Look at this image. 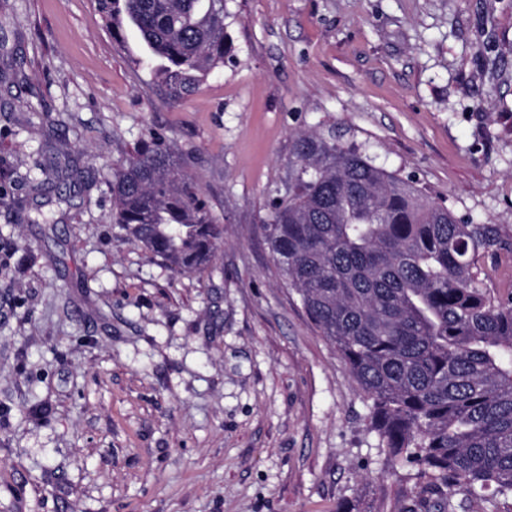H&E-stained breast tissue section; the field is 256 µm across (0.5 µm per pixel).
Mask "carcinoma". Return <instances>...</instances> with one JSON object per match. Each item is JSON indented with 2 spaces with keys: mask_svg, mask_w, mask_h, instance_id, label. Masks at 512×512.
I'll list each match as a JSON object with an SVG mask.
<instances>
[{
  "mask_svg": "<svg viewBox=\"0 0 512 512\" xmlns=\"http://www.w3.org/2000/svg\"><path fill=\"white\" fill-rule=\"evenodd\" d=\"M112 38L132 30L141 63L182 100L224 66V0H92ZM288 190L261 230L285 283L348 365L378 446L416 465L446 512L451 491L512 498V299L479 286L502 247L357 148L299 133ZM113 216L178 273L207 268L222 235L160 136L112 169Z\"/></svg>",
  "mask_w": 512,
  "mask_h": 512,
  "instance_id": "1",
  "label": "carcinoma"
}]
</instances>
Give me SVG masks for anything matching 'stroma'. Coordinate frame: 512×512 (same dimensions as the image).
<instances>
[{
    "label": "stroma",
    "instance_id": "obj_1",
    "mask_svg": "<svg viewBox=\"0 0 512 512\" xmlns=\"http://www.w3.org/2000/svg\"><path fill=\"white\" fill-rule=\"evenodd\" d=\"M226 9L223 67L172 103L91 0H0V512H409L417 467L260 231L296 133L498 225L481 285L512 294V0ZM154 134L224 226L204 272L112 221V168Z\"/></svg>",
    "mask_w": 512,
    "mask_h": 512
}]
</instances>
